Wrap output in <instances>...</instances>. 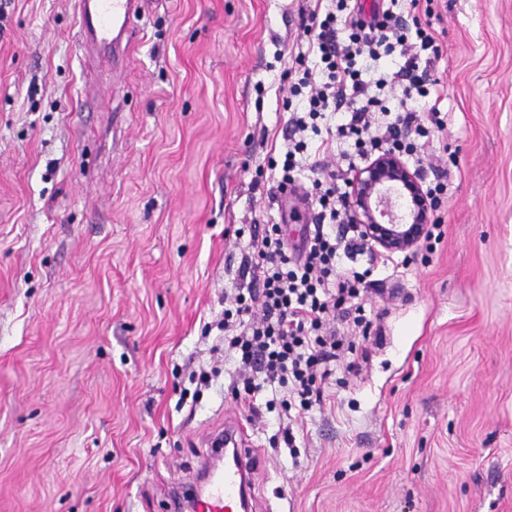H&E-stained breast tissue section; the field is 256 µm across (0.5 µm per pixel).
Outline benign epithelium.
Returning a JSON list of instances; mask_svg holds the SVG:
<instances>
[{"label":"benign epithelium","instance_id":"benign-epithelium-1","mask_svg":"<svg viewBox=\"0 0 512 512\" xmlns=\"http://www.w3.org/2000/svg\"><path fill=\"white\" fill-rule=\"evenodd\" d=\"M348 207L353 222L381 254L415 252L432 223L433 209L420 172L391 151L354 173Z\"/></svg>","mask_w":512,"mask_h":512}]
</instances>
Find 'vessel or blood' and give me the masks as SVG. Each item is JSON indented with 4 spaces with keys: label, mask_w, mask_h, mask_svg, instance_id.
Returning <instances> with one entry per match:
<instances>
[{
    "label": "vessel or blood",
    "mask_w": 512,
    "mask_h": 512,
    "mask_svg": "<svg viewBox=\"0 0 512 512\" xmlns=\"http://www.w3.org/2000/svg\"><path fill=\"white\" fill-rule=\"evenodd\" d=\"M80 35L100 60L113 61L116 51L137 36L135 24L142 20L144 0H73ZM233 449L224 466L207 469L202 483L192 496L176 495L174 508L181 512L184 503L194 512H247L250 499L252 450L247 430L238 426L227 430Z\"/></svg>",
    "instance_id": "1"
}]
</instances>
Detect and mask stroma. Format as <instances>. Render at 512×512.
<instances>
[{
  "label": "stroma",
  "instance_id": "1",
  "mask_svg": "<svg viewBox=\"0 0 512 512\" xmlns=\"http://www.w3.org/2000/svg\"><path fill=\"white\" fill-rule=\"evenodd\" d=\"M307 6L149 0L88 72L71 0H0V512H169L237 423L253 512H512V0H428L443 234L361 295L362 373L302 414L229 388L242 228L310 221L267 167Z\"/></svg>",
  "mask_w": 512,
  "mask_h": 512
}]
</instances>
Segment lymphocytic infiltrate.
Returning <instances> with one entry per match:
<instances>
[{"label": "lymphocytic infiltrate", "instance_id": "obj_1", "mask_svg": "<svg viewBox=\"0 0 512 512\" xmlns=\"http://www.w3.org/2000/svg\"><path fill=\"white\" fill-rule=\"evenodd\" d=\"M419 13L420 0H389L368 15L351 0H315L308 13L288 68L291 133L270 166L281 172L280 199L310 206L312 222L294 245L282 225L249 228L238 269L248 284L224 297V354L237 365L231 390L242 404L264 388H284L308 411L323 404L336 367L360 371L351 355L358 340H369L373 322L357 299L374 269L355 260L371 247L345 220L342 173L324 169L302 179L303 159L315 136L324 153L341 147L352 165L387 148L427 154L444 120L420 113L439 82L419 67L439 59L441 47ZM392 56L398 67L379 68Z\"/></svg>", "mask_w": 512, "mask_h": 512}]
</instances>
